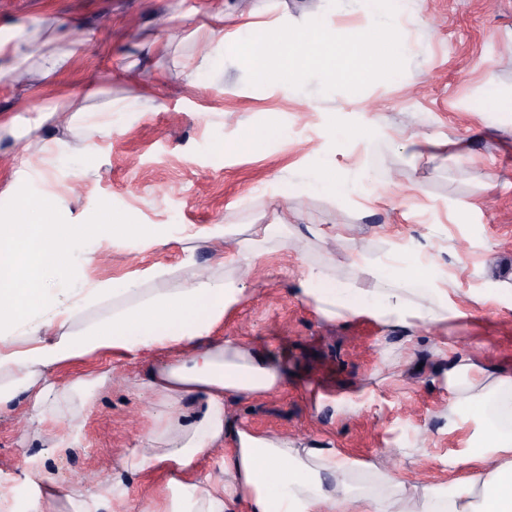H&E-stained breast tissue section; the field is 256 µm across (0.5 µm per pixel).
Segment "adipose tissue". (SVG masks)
<instances>
[{"instance_id": "ef3b65f1", "label": "adipose tissue", "mask_w": 512, "mask_h": 512, "mask_svg": "<svg viewBox=\"0 0 512 512\" xmlns=\"http://www.w3.org/2000/svg\"><path fill=\"white\" fill-rule=\"evenodd\" d=\"M58 34L38 45L0 40V82L30 77L27 62L41 60L43 76L62 73L68 52L57 49ZM293 210L281 205L275 223L256 226L253 237L237 240L232 259L240 270L260 257L256 240L283 237ZM109 227L113 239L155 241L153 231L128 214L99 213L90 224L60 220L52 201L21 193L18 216L0 223V411L25 405L31 423L41 425L89 408L112 381L109 372L79 375L63 387L48 380L59 365L93 353L143 363L142 386L168 406L154 419L141 447L121 461L119 472L82 494L79 512H96L99 501L126 497L124 474L160 471L167 481L137 512H412L395 471L380 472L375 491L357 494L350 473L362 461L335 449L296 448L288 439L234 428L227 407L236 399L279 391L288 374L272 353L234 338L215 339L245 294L243 287L204 273L172 288H157L174 268L150 266L136 279L150 283L135 303L113 306L111 314L67 332L84 307L116 297L103 283L80 303L62 306L50 289L68 278L71 257ZM407 253L399 264L376 265L375 288L363 290L328 270L300 278L295 292L313 302L328 319L368 316L390 329L413 330L448 319V291L415 268ZM476 429L470 445L454 456L456 474L448 483L421 492L419 512H512V377L471 396ZM224 451V477L202 473L201 463L215 449Z\"/></svg>"}]
</instances>
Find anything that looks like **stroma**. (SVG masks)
Wrapping results in <instances>:
<instances>
[{
    "instance_id": "obj_1",
    "label": "stroma",
    "mask_w": 512,
    "mask_h": 512,
    "mask_svg": "<svg viewBox=\"0 0 512 512\" xmlns=\"http://www.w3.org/2000/svg\"><path fill=\"white\" fill-rule=\"evenodd\" d=\"M235 0H0V38L61 19L78 47L66 73L0 84V217L15 216L18 192L51 194L67 223L102 210L158 229L162 245L100 236L94 257L74 253L71 280L53 283L74 304L81 289L125 281L160 264L181 275L225 279L217 248L200 231L220 224L251 236L276 218L283 193L299 211L291 241H271L236 311L216 334L275 352L288 367L282 391L232 401V426L318 442L344 457L394 459L406 494L447 482L449 462L475 430L456 396L489 390L512 375V111L488 103L496 86L512 95V0H409L395 25L413 45L405 71L358 93L253 86L245 67L204 45L198 29ZM256 29L324 16L337 34L368 22L364 0H249ZM167 14L158 25V14ZM216 56L208 87L190 85L188 59ZM367 130L329 142L330 118ZM101 131L85 141L89 122ZM280 135L259 154L215 150L248 128ZM90 144L94 164L81 152ZM329 163L339 177L370 182L350 195L304 189ZM316 233H309L308 225ZM409 252L448 290V321L410 334L367 316L322 319L293 288L330 268L373 288L369 266ZM485 368L473 387L434 384L455 354ZM140 365L120 368L91 413L35 426L24 407L0 413V490L29 498V458L50 470L57 491L45 512H74L77 491L111 476L166 405L141 389ZM77 434L68 456L54 451Z\"/></svg>"
}]
</instances>
